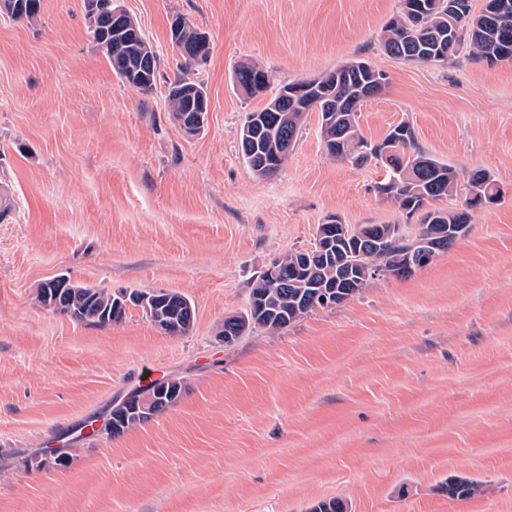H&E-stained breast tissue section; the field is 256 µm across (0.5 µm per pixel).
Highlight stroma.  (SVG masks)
Returning a JSON list of instances; mask_svg holds the SVG:
<instances>
[{"label":"stroma","mask_w":512,"mask_h":512,"mask_svg":"<svg viewBox=\"0 0 512 512\" xmlns=\"http://www.w3.org/2000/svg\"><path fill=\"white\" fill-rule=\"evenodd\" d=\"M36 23L0 14V512H512V61L461 52L449 65L389 55L399 0H119L159 57L156 86L121 82L90 34L84 0H41ZM206 33L182 69L170 22ZM362 59L386 74L358 123L378 142L404 123L418 147L503 191L469 233L407 278L378 277L344 303L234 345L254 276L312 247L329 216L402 224L376 187L382 165L329 158L306 113L270 179L244 163L248 112L289 82ZM269 77L247 97L238 66ZM189 74L211 103L186 137L168 86ZM72 283L177 291L189 334L141 308L98 327L45 309L38 288ZM185 392L118 436L84 425L151 381ZM481 495L448 499L449 477Z\"/></svg>","instance_id":"1"}]
</instances>
